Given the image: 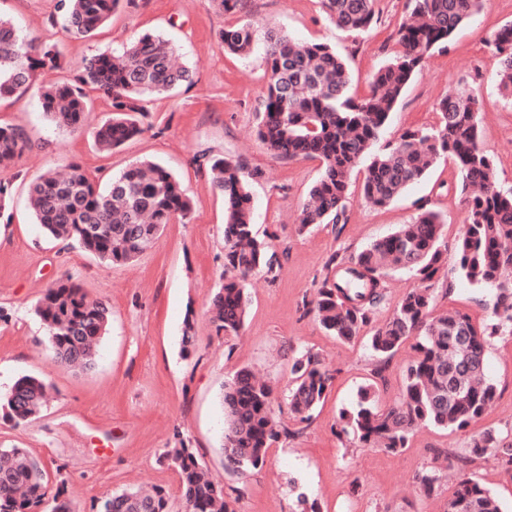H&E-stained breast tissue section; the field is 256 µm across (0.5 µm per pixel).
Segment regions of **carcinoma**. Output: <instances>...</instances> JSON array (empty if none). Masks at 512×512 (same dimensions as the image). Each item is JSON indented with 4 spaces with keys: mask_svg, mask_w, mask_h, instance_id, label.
Returning <instances> with one entry per match:
<instances>
[{
    "mask_svg": "<svg viewBox=\"0 0 512 512\" xmlns=\"http://www.w3.org/2000/svg\"><path fill=\"white\" fill-rule=\"evenodd\" d=\"M133 0H55L48 23L63 22L65 32L90 39L106 24L121 2ZM336 27L362 32L378 21L376 0H320ZM483 0H407V17L394 31L400 50L375 70L363 95L351 92L348 61L324 42H299L275 29L259 36L247 19L230 22L218 34L224 52L248 57L260 49L267 82L258 108L257 137L281 161L317 160L318 179L302 208L298 231L321 224H344L351 177L364 167L362 194L384 206L422 180L442 159L457 167L464 205V225L456 249L457 271L471 283L494 291V323L478 330L459 311L434 312L433 282L443 267L446 224L442 215L424 209L409 224L397 226L349 257L332 254L327 273L303 302L306 313L337 339L351 343L372 323L386 299L384 277L390 270L413 279L392 315L374 328L368 342L380 359L408 344L415 357L403 371L402 386L386 407L366 386L358 407L342 413L336 425L340 438L353 436L364 446L396 453L407 447L413 431L436 426L462 432L461 448L441 452L459 478L444 502V512H503L498 497L477 480L462 474L488 452L496 454L504 472L512 474V430L472 427L496 399L486 378L488 337L512 335V190L501 189L493 159L482 145L480 100L472 90H454L435 107L437 121L406 130L381 152L374 144L400 103L406 87L427 57L445 47L456 32L482 8ZM498 58L497 86L512 99V23L487 39ZM177 50L161 35L132 37L112 54L86 59L68 78L43 86L38 100L45 117L71 132L91 133L95 146L111 152L153 128L147 99L194 84L192 70L175 63ZM64 68L56 42L27 37L0 15V100L25 93L44 70ZM101 91L110 102L109 116L92 126L85 89ZM27 131L0 125V219L11 200V179L4 176L30 150ZM224 197V275L208 302L207 312L225 340L238 335L248 314L247 278L261 272L270 280L280 263L269 244L257 238L249 179L232 157H195ZM28 204L44 234L83 249L109 265L137 259L165 225L184 223L191 202L180 182L160 164L142 160L112 176L106 185L91 178L75 162L60 173L48 169L31 180ZM45 325L54 356L84 370L95 366L96 347L107 333L112 310L91 300L70 278L53 281L35 306ZM292 380L286 397L299 428H290L274 410L273 388L251 370L241 368L225 382V469L245 476L262 468L269 448L280 438L305 430L335 380L321 356L299 350L291 360ZM48 385L20 377L0 397V414L20 425L43 411ZM159 461L179 477L183 512H236L245 487L225 488L211 478L190 442L166 448ZM42 462L17 446L0 448V512H74L64 498L65 479L48 489ZM415 482L427 496L437 494L440 476L433 467L418 472ZM164 488L145 494L122 490L96 499L91 512H170Z\"/></svg>",
    "mask_w": 512,
    "mask_h": 512,
    "instance_id": "carcinoma-1",
    "label": "carcinoma"
}]
</instances>
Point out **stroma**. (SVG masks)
<instances>
[{"instance_id": "obj_1", "label": "stroma", "mask_w": 512, "mask_h": 512, "mask_svg": "<svg viewBox=\"0 0 512 512\" xmlns=\"http://www.w3.org/2000/svg\"><path fill=\"white\" fill-rule=\"evenodd\" d=\"M53 0H0V14L32 37L61 46L65 68L92 55L120 48L133 34H163L192 69L195 84L152 99L154 130L109 153L97 150L89 133H73L48 121L37 87L20 98L0 101V124L25 128L33 146L16 165L10 222L0 223V393L23 375L45 380L55 394L42 413L21 425L0 419V447L27 449L45 466L50 483L65 479V497L75 512H90L94 499L132 487L162 486L173 512H181L178 476L160 463L163 448L183 434L197 448L213 478L228 486L246 485L237 512H301L299 495L321 512H443L442 496H425L414 475L438 460L440 450L461 447L463 434L433 426L417 428L407 448L388 453L336 435L341 410L358 402L361 386L374 384L380 405L396 398L413 351L402 347L379 362L366 340L348 344L326 333L304 315L302 301L317 288L331 254L349 256L409 223L419 208L439 212L447 223L446 275L433 286L435 311L467 313L476 328L492 324L493 294L454 270V246L464 209L455 186V165L440 161L426 178L390 204H368L352 185L346 223L298 232L307 193L320 172L315 160L284 162L271 156L256 137L258 97L264 89L261 53H225L218 39L232 14L204 0H135L115 12L89 39L66 36L49 27ZM380 23L362 34L337 28L319 0H248L246 12L260 28H276L298 40L329 43L348 59L353 87L365 92L367 76L392 57L391 34L406 14V0H378ZM512 23V0H485L480 12L431 56L407 86L380 138L395 141L409 128L434 123L435 105L448 92L478 84L483 145L492 156L502 188L512 189V105L501 97L497 59L488 36ZM46 70L39 84L62 78ZM229 155L246 170H260L253 181V222L269 238L281 269L275 280L252 277L243 330L232 341L217 336L204 304L224 271V198L206 170L194 163L200 151ZM172 170L192 201L188 223L166 225L154 246L135 261L108 265L77 247L47 239L26 201L31 177L49 167L77 162L104 181L140 160ZM69 276L89 298L105 301L112 322L103 336L93 369L81 371L56 361L46 330L34 313L45 287ZM195 323V342L183 350L185 315ZM319 352L336 379L307 430L270 448L265 465L247 478L224 469V384L248 367L275 389L274 408L290 420L287 345ZM488 377L497 388L494 406L480 427H512V335L491 337ZM381 376H374V369ZM495 491L504 512H512V476L494 454L468 468Z\"/></svg>"}]
</instances>
